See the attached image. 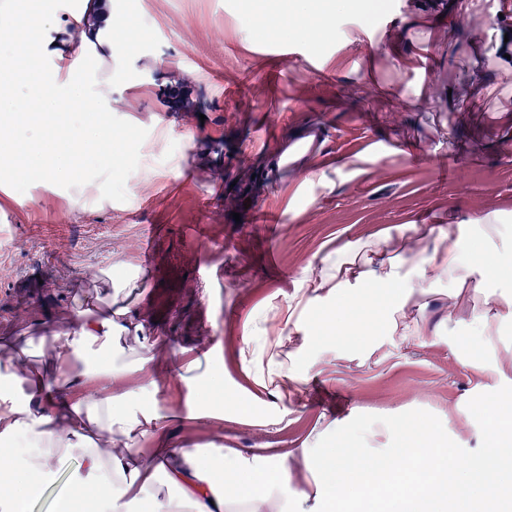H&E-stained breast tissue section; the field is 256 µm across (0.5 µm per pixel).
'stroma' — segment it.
<instances>
[{
	"label": "stroma",
	"mask_w": 512,
	"mask_h": 512,
	"mask_svg": "<svg viewBox=\"0 0 512 512\" xmlns=\"http://www.w3.org/2000/svg\"><path fill=\"white\" fill-rule=\"evenodd\" d=\"M386 2L370 18L366 0H114L116 19L134 20L112 59L123 170L103 149L70 160L42 128L0 141L19 164L59 172L0 183V336L54 322L108 268L113 287L134 282L139 296L140 331L120 345L165 347L148 376L159 413L183 418L166 429L174 446L274 460L337 447V425L358 422L366 447L388 448L410 419L445 426L458 454L480 458V404L512 399V318L470 335L473 292L452 313L438 283L402 312L389 289L371 295L363 344H324L315 330L353 321L356 284L286 313L325 258L403 239L413 224L453 225L490 265L512 255V0ZM324 18L327 39L314 29ZM176 82L192 91L190 111L166 102ZM75 86L99 89L88 57L70 59L56 86L77 135ZM312 122L325 129L323 158L269 186L258 135L286 144ZM367 150L365 172L349 173ZM265 210L280 223H257ZM403 313L407 327L393 328ZM179 358L223 378L180 382ZM271 367L287 391L263 385ZM78 469L64 460L27 512H60Z\"/></svg>",
	"instance_id": "stroma-1"
}]
</instances>
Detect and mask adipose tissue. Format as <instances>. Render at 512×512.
Instances as JSON below:
<instances>
[{
	"label": "adipose tissue",
	"mask_w": 512,
	"mask_h": 512,
	"mask_svg": "<svg viewBox=\"0 0 512 512\" xmlns=\"http://www.w3.org/2000/svg\"><path fill=\"white\" fill-rule=\"evenodd\" d=\"M88 51L101 66L116 51L112 0H77L65 40L48 38L28 49L26 62L38 81L25 101L11 99L14 62L0 57V134L17 123L57 121L47 90L60 70L48 67L46 59ZM111 96L108 83L92 98L73 94L77 108L94 111L95 117L87 136L68 140L72 159H79L92 141L106 143ZM433 234L438 244L423 248ZM446 239L451 247L441 248ZM409 243L419 247V262L414 282L400 295L401 304L428 295L431 280L438 279L445 282L448 296H459L469 283L487 300V308L472 318L479 333L490 334L502 316H512V295L489 288L483 264L454 239L452 229L435 233L417 224ZM398 277L378 245L370 254L354 253L326 267L313 279L311 291L319 293L333 279L353 278L376 288ZM128 313V307L89 292L76 311L62 313L43 335L22 343L0 339V512H17L21 497L11 482L16 468H23L32 485L68 457L77 458L82 470L72 480V498H79L88 485L101 491L94 512H130V503L138 498L132 490L138 478L147 486L163 482L169 491L149 499L143 512H288L289 501L312 498L321 501V512H473L472 502L459 500L466 487L481 488L490 505L512 493L503 481L512 469V409L498 403L480 408L491 446L479 460L449 448L439 425L406 421L397 425L401 441L396 447L369 455L358 446L361 425L352 424L342 447L334 450L307 446L289 461L230 453L202 464L199 449L175 447L163 436L154 395L125 383L129 375L145 372L155 356L141 347L129 362L113 358L112 338L127 330ZM148 438L154 446L146 454L139 442Z\"/></svg>",
	"instance_id": "1"
}]
</instances>
